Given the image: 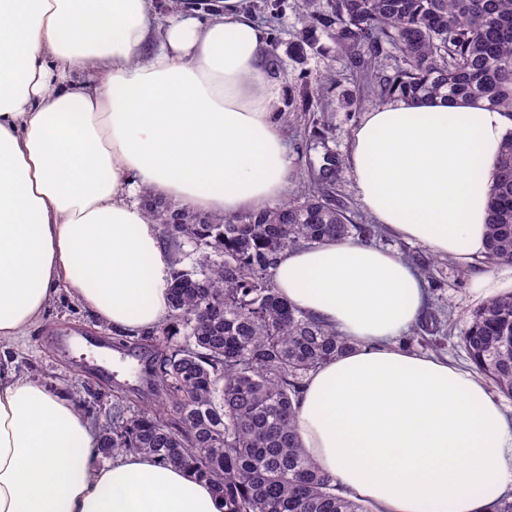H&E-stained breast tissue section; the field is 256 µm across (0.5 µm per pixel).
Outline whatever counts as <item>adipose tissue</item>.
I'll list each match as a JSON object with an SVG mask.
<instances>
[{
  "label": "adipose tissue",
  "instance_id": "adipose-tissue-1",
  "mask_svg": "<svg viewBox=\"0 0 512 512\" xmlns=\"http://www.w3.org/2000/svg\"><path fill=\"white\" fill-rule=\"evenodd\" d=\"M0 0V347L59 293L109 331L166 322L172 257L138 196L233 217L284 200L294 169L245 0ZM512 117L443 97L392 99L353 131L348 168L396 235L472 261L487 247L496 149ZM279 294L351 339L295 403L310 457L376 512H485L512 492V422L476 373L396 346L422 277L347 241L280 254ZM59 383L0 356V512H224L213 487L146 453L100 460Z\"/></svg>",
  "mask_w": 512,
  "mask_h": 512
}]
</instances>
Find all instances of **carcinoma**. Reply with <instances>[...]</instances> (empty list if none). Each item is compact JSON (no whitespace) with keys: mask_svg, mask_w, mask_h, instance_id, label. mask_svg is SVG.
<instances>
[{"mask_svg":"<svg viewBox=\"0 0 512 512\" xmlns=\"http://www.w3.org/2000/svg\"><path fill=\"white\" fill-rule=\"evenodd\" d=\"M301 17L293 51L317 52L327 37L365 95L483 101L512 117V0H302ZM385 51L397 62L390 72L375 67ZM329 106L321 89L307 92V111ZM343 169L327 149L287 202L232 218L148 199L189 264L170 273L169 324L134 341L158 349L149 366L157 404L113 419L102 455L144 452L184 468L212 485L224 512H372L296 433L303 379L352 343L288 304L271 274L286 249L381 236L336 195ZM486 208V262L512 261V135L498 147ZM461 342L512 397L511 290L474 311Z\"/></svg>","mask_w":512,"mask_h":512,"instance_id":"obj_1","label":"carcinoma"}]
</instances>
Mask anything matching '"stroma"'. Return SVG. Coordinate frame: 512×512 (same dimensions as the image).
I'll use <instances>...</instances> for the list:
<instances>
[{"instance_id":"stroma-1","label":"stroma","mask_w":512,"mask_h":512,"mask_svg":"<svg viewBox=\"0 0 512 512\" xmlns=\"http://www.w3.org/2000/svg\"><path fill=\"white\" fill-rule=\"evenodd\" d=\"M301 0H284L281 15L270 32L278 44V59L272 64L271 74L281 87L277 110L281 116L289 149L303 146L306 126L301 93L306 88L318 87L324 77L333 76L336 84L328 97L332 103L328 114L331 127L327 146L340 158H347L354 128L365 112L377 107L374 99L360 97L349 70L336 53L331 41H324V49L302 57L289 56L288 48L297 41L302 24L299 19ZM376 246L399 253L414 252L435 268V281L428 285V297L435 309L448 314L444 337L432 343L431 332L414 325L410 339H399V347L417 354L448 359L463 369H471L460 334L466 327L471 312L485 303L486 298L477 289V280L492 278L499 287H512V264L503 262L487 265L482 261L471 263L441 257L423 244L409 241L392 233L376 239ZM82 336L90 342L107 339V332L88 311L67 297L55 299L42 323L31 328L11 350L20 372L37 375L63 384L95 427L111 422L113 415L125 417L154 403V391L144 367L145 350L125 348L122 358L131 359L133 373L124 378L112 371L111 355L75 354L66 339Z\"/></svg>"}]
</instances>
